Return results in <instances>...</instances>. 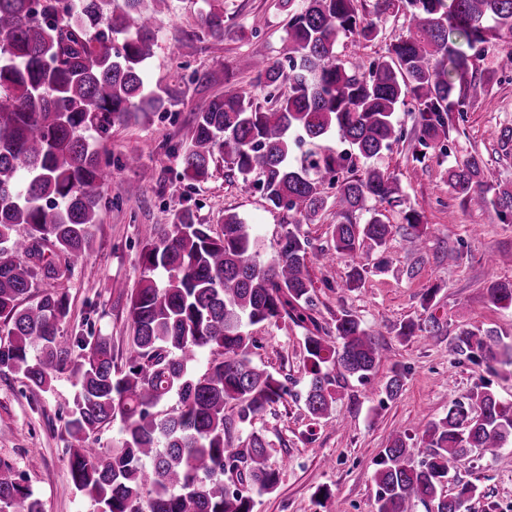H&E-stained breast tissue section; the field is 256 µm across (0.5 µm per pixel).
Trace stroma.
I'll list each match as a JSON object with an SVG mask.
<instances>
[{"instance_id": "stroma-1", "label": "stroma", "mask_w": 512, "mask_h": 512, "mask_svg": "<svg viewBox=\"0 0 512 512\" xmlns=\"http://www.w3.org/2000/svg\"><path fill=\"white\" fill-rule=\"evenodd\" d=\"M224 13V35L202 34L204 0H171L158 16V35L143 78L147 90L165 99L162 110L113 126L98 148L112 161L103 189L102 220L91 229L93 249L63 281L70 314L60 323L61 335L93 333L112 343L115 361H124L132 329L127 295L142 272V225L169 229L179 210L192 208L201 223L221 229L224 216L238 214L252 224L264 258L273 257L289 228L286 212L271 209L252 184L243 183L224 160H216L202 182L183 175L181 146L194 112L222 95L227 83L255 93L252 62L277 57L285 36L278 0H214ZM407 25L403 14L389 15L377 38L356 47L341 38L337 50L361 63L386 54ZM512 50V36L486 45L479 70L493 77L488 98L470 107L446 156L429 160L415 171L412 138L383 151L374 163L399 180L400 205H377L393 226L385 248L362 242L368 269L359 287L345 288L350 271L346 258L326 261L331 250L336 210L327 207L310 224L300 225L313 247L308 264L315 287L316 317L331 324L347 310L372 331L382 357L368 380L348 378L325 419L313 420L305 406L308 386L304 328L291 321L251 327L256 342L254 364L288 380V395L256 420L254 427L268 442L267 464L279 473L274 492H253L254 512H376L375 462L395 434L408 435L413 460L427 455L416 426L445 416L452 401H467L475 384L491 382L499 396L512 401V367L489 369L454 353V338L463 328L496 330L512 341V310L494 307L486 292L495 281H512V224L493 210L463 208L448 194L446 171L451 163L475 155L493 183L512 185V155L497 152L501 132L512 127V72H501V55ZM199 81H192V74ZM139 156L152 169L142 180L127 157ZM418 211L424 234L418 250L405 245L406 212ZM431 309H424L425 297ZM435 315L443 329L427 338H401L404 323L424 325ZM403 387L386 399L383 385L393 370ZM76 380L56 375L50 392L32 396L22 374L0 372V460L21 474L40 503L41 512H98L97 504L76 492L65 461L69 436L65 423L73 406ZM474 483L478 495L469 512H512V444L496 457L471 454L458 470Z\"/></svg>"}]
</instances>
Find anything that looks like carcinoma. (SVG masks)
Returning a JSON list of instances; mask_svg holds the SVG:
<instances>
[{"instance_id": "cac0c4a2", "label": "carcinoma", "mask_w": 512, "mask_h": 512, "mask_svg": "<svg viewBox=\"0 0 512 512\" xmlns=\"http://www.w3.org/2000/svg\"><path fill=\"white\" fill-rule=\"evenodd\" d=\"M286 15L282 56L253 62L261 104L229 89L195 112L182 148L185 177L203 181L224 155L243 181L275 210L311 222L328 199L336 206L333 247L351 261L345 286H360V241L385 247L392 225L367 208L371 200L400 202L397 178L365 162L400 141L396 113L414 114V155L420 164L445 153L465 113L488 95L477 74L484 46L512 34V0H375L373 16L356 0H279ZM169 0H0V371L23 373L36 394L55 375L76 378L66 464L74 488L99 512H253L249 489L272 492L278 473L266 465L264 436L251 430L233 447L232 427L246 429L288 393L286 383L251 358L249 328L289 319L312 326L305 336L308 390L315 420L330 415L342 381L370 378L378 342L348 311L327 327L315 317L308 274L310 241L286 232L277 255L261 258L252 225L236 214L221 231L200 223L191 208L178 212L170 233L142 229L143 272L129 297L132 341L122 365L104 337L58 334L70 307L62 292L21 299L38 283L68 278L89 252L90 227L101 222L100 189L109 163L85 132L99 137L164 98L145 88L143 70L157 39L156 15ZM401 12L408 27L387 55L367 70L337 52L340 37L360 44L378 35V22ZM204 33L224 35V14L211 9ZM345 145H328L331 137ZM335 190L327 195L326 188ZM448 188L459 205L492 207L512 222V186L493 185L484 163L470 156L448 167ZM364 222H358L362 214ZM406 242L418 247L421 216L411 210ZM489 301L512 308V282L487 287ZM209 351L204 372L198 355ZM456 353L480 364L512 366V342L494 330L462 329ZM177 404L156 411L170 396ZM121 418L122 438L92 448L97 434ZM429 448L414 463L405 439H389L374 472L377 512H409L419 501L433 512H467L478 488L443 493L469 451L494 456L512 439V402L484 381L469 402L419 428ZM238 470V484L224 475ZM0 512H41L14 468L0 462Z\"/></svg>"}]
</instances>
